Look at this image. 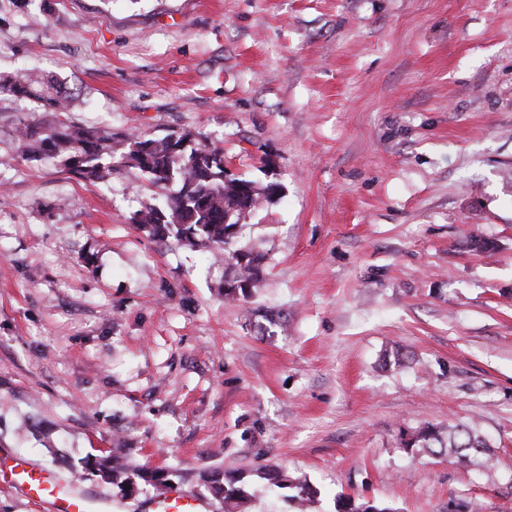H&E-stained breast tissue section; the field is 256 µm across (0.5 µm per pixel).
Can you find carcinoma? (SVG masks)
<instances>
[{
	"label": "carcinoma",
	"instance_id": "obj_1",
	"mask_svg": "<svg viewBox=\"0 0 512 512\" xmlns=\"http://www.w3.org/2000/svg\"><path fill=\"white\" fill-rule=\"evenodd\" d=\"M0 93L25 97L41 102L52 112H66L71 105L69 89L54 84L38 73H27L21 79H1ZM189 134H168L154 137L145 132L128 133L123 138L126 151L120 155V164L137 168L158 189L157 203L138 210L132 221L137 228L163 243L172 242L196 250L219 254L236 268L235 278L249 284L240 290L242 298L252 295L258 286L260 266L251 265L243 258L255 256L261 262L264 255L251 249L229 251L231 236L227 230L241 218L239 191L251 190L250 206L255 209L278 193V186H259L254 181L237 177L224 182V148L203 145L186 149ZM22 155L39 160L45 156L60 159L63 168L72 176L91 182H103L116 170L112 155V134L85 130L60 119L38 126L20 128ZM177 182L179 191L167 194V186ZM231 215L230 223L224 216ZM401 448L410 456L431 455L444 457L457 467L491 466L490 445L486 436L474 423H459L447 427L432 423L400 431ZM85 469L103 479L116 477L111 458H100L85 463ZM272 484L295 491L293 499L307 509L315 491L302 475H290L282 470L267 469ZM138 476L162 494L169 489L170 473L164 469L142 470ZM211 489L224 499L225 512H244L252 498L249 488L241 480L232 478L223 483L211 481ZM336 512H393L370 501L359 502L350 497L337 500Z\"/></svg>",
	"mask_w": 512,
	"mask_h": 512
}]
</instances>
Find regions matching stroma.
<instances>
[{"instance_id":"1","label":"stroma","mask_w":512,"mask_h":512,"mask_svg":"<svg viewBox=\"0 0 512 512\" xmlns=\"http://www.w3.org/2000/svg\"><path fill=\"white\" fill-rule=\"evenodd\" d=\"M24 69L114 152L200 132L280 193L233 241L263 253L259 288L224 299L227 264L132 224L140 170L25 160L18 127L56 115L0 95L1 451L65 480L111 454L219 510L222 475L247 512H297L267 465L307 477L308 512H512V0H0V77ZM471 420L492 470L399 444ZM210 488L218 496L224 499L225 512H242L245 505L248 504L252 498L249 488L241 483V480L232 478L224 483L218 480L211 481Z\"/></svg>"}]
</instances>
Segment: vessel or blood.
<instances>
[{
  "instance_id": "b4317fda",
  "label": "vessel or blood",
  "mask_w": 512,
  "mask_h": 512,
  "mask_svg": "<svg viewBox=\"0 0 512 512\" xmlns=\"http://www.w3.org/2000/svg\"><path fill=\"white\" fill-rule=\"evenodd\" d=\"M9 469L15 485L27 496L48 502L54 512H108L109 502L78 489L72 482L59 478L53 471L35 468L21 457L0 455V469ZM152 512H210L209 503L189 491L169 490L154 497Z\"/></svg>"
}]
</instances>
